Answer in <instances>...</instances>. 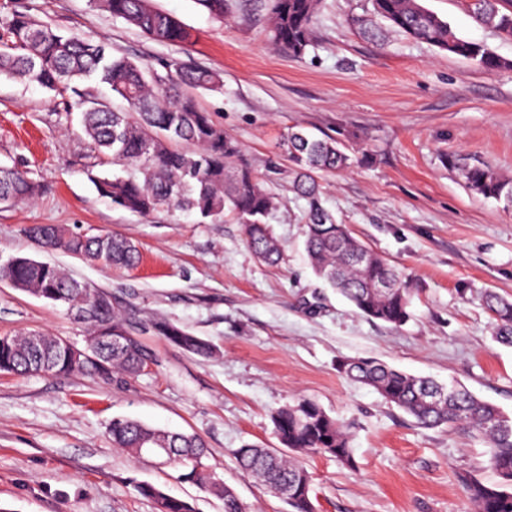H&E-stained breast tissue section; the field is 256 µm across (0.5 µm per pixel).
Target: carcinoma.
Returning <instances> with one entry per match:
<instances>
[{
    "instance_id": "1",
    "label": "carcinoma",
    "mask_w": 512,
    "mask_h": 512,
    "mask_svg": "<svg viewBox=\"0 0 512 512\" xmlns=\"http://www.w3.org/2000/svg\"><path fill=\"white\" fill-rule=\"evenodd\" d=\"M266 37L271 46L293 56L311 45L313 24L321 0H269ZM99 10L121 19L155 42L189 47L195 36L174 16L154 9L149 0H91ZM211 17L224 19L226 0H195ZM373 11L389 26L418 42L464 57L486 71L512 69V59L496 54L486 44L460 38L450 24L426 10L420 0H372ZM478 24L512 39V5L505 0H467ZM0 77L37 85L54 92L77 94L82 131L95 152L135 168L136 176L114 174L98 181L99 191L112 203L138 214L160 206L193 212L199 222L234 213L244 226L246 242L264 262L280 257V246L270 229V217L282 201L268 192L243 151L224 128L198 106L197 95L219 92V73L188 67L171 60L155 69L124 56H115L105 41L40 22L24 11L13 13L0 34ZM78 82L104 86L124 102L115 110ZM292 162L291 187L307 202L306 239L310 265L316 276L348 300L364 316L399 328L412 316V281L382 256L358 240L321 205L316 171L341 170L352 158L331 139L312 138L300 130L285 139ZM467 189L485 198L512 204V178L486 166L451 160ZM36 184L28 171L0 166V204L17 205L33 198ZM25 233L45 248L60 250L106 269L132 268L141 257L131 240L86 236L58 224H36ZM0 278L11 287L71 311L86 327L97 346L95 360L76 362L57 336L44 335L38 352L28 348L27 336L0 337V372L8 374H86L112 378L118 371L135 376L153 359L142 335L152 332L200 356L214 354L206 340L162 319L145 323L119 314L112 296L79 281L55 264L15 256L0 265ZM485 309L495 323V340L512 347V298L488 291ZM346 379L370 387L388 403L425 427L459 426L481 437L487 446V467L497 481L486 484L461 477L473 512H512V417L459 384H443L415 376L376 358H349L338 364ZM280 448L246 444L233 450L238 465L263 487L288 484L291 512H316L306 485L295 493L305 472L298 460L303 453L324 454L354 464L348 424L330 416L316 402L301 398L273 415ZM112 445L142 458L149 448H163L164 462L184 466V477L224 499V512H247L222 479L203 464L205 445L195 434L161 430L134 419H114L109 427ZM140 493L154 500L157 512H196L194 505L154 487Z\"/></svg>"
}]
</instances>
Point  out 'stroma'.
Here are the masks:
<instances>
[{"label":"stroma","instance_id":"35a3bbf8","mask_svg":"<svg viewBox=\"0 0 512 512\" xmlns=\"http://www.w3.org/2000/svg\"><path fill=\"white\" fill-rule=\"evenodd\" d=\"M456 34L512 59V40L482 28L466 0H421ZM197 38L182 48L147 39L90 0H0V30L14 11L156 67L168 60L220 72L224 89L199 106L242 146L283 205L271 221L276 264L260 262L233 215L201 223L161 207L142 215L112 204L97 179L120 169L94 152L72 97L0 79V164L24 166L39 192L0 207V262L19 255L59 264L111 293L140 320L162 318L210 341L213 357L146 335L153 361L138 377L0 373V512H157L150 484L224 512L222 499L182 469L135 460L108 426L130 417L194 433L209 470L249 512H290L236 464L246 443L276 444L272 412L305 397L352 427L354 465L308 454L316 512H473L458 482H491L486 445L453 426L427 428L372 388L351 383L339 360L373 357L416 376L458 383L512 416V348L493 338L481 294L512 296V208L472 194L449 158L512 178V70L488 72L393 31L374 42L370 0H323L313 43L293 57L266 38L267 0H227L218 21L194 0H151ZM334 139L354 160L317 173L323 207L417 285L412 318L391 328L363 316L312 272L304 252V201L288 190L289 130ZM60 224L75 234H120L142 260L106 270L24 234ZM47 332L83 343L66 313L0 280V336Z\"/></svg>","mask_w":512,"mask_h":512}]
</instances>
